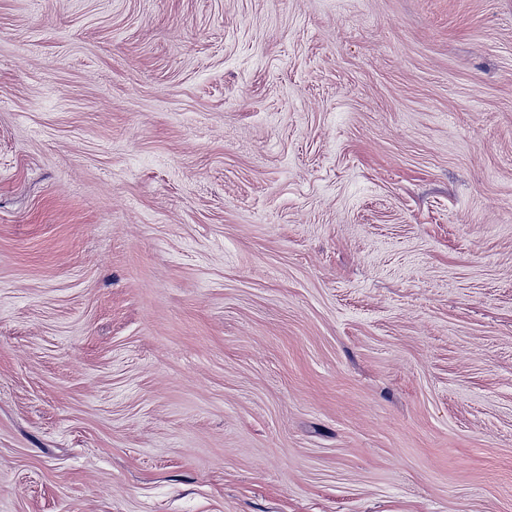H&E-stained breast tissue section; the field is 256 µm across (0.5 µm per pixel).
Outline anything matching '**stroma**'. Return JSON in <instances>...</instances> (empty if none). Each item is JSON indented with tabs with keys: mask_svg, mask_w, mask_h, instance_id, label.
Listing matches in <instances>:
<instances>
[{
	"mask_svg": "<svg viewBox=\"0 0 512 512\" xmlns=\"http://www.w3.org/2000/svg\"><path fill=\"white\" fill-rule=\"evenodd\" d=\"M0 512H512V0H0Z\"/></svg>",
	"mask_w": 512,
	"mask_h": 512,
	"instance_id": "1",
	"label": "stroma"
}]
</instances>
